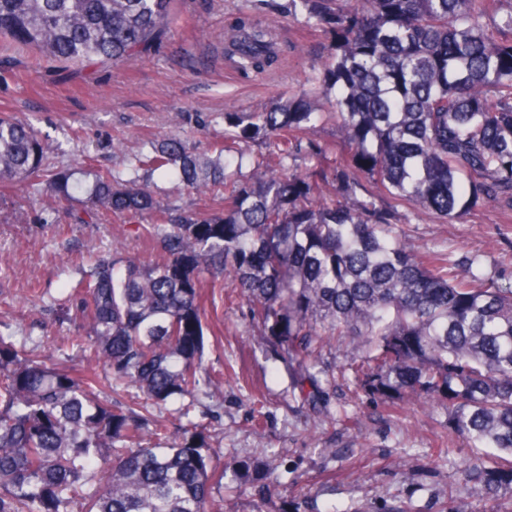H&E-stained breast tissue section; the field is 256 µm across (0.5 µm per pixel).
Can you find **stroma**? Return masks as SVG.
Instances as JSON below:
<instances>
[{"mask_svg":"<svg viewBox=\"0 0 512 512\" xmlns=\"http://www.w3.org/2000/svg\"><path fill=\"white\" fill-rule=\"evenodd\" d=\"M286 0H174V22L141 60L58 63L30 48L0 40V113L30 124L55 166L82 176L85 169L127 171L129 155L149 151L168 136L214 154L224 144V114L255 112L304 89L309 67L302 47L329 45L322 30L302 27L281 6ZM276 20L283 59L258 78L240 76L216 40L242 11ZM126 155L112 152L114 142ZM160 208L119 216L72 200H58L48 182L0 183V324L41 356L65 354L84 368L83 353L63 347L62 314L73 286L88 278L97 255L123 244L121 258L149 263L154 244L142 232L160 209H219L223 191L190 194L181 184L153 176ZM416 245L460 257L484 256L483 273L512 285V226L484 206L440 223L404 201L385 195ZM210 328L203 362L223 376L219 388L202 390L193 411L206 426V455L226 468L212 496L223 512H449L464 483L445 450L501 466L486 448L449 437L448 414L408 405L404 391L354 400V385L340 371L350 355L327 344L320 368L336 372L330 407L335 422L304 402L292 387L294 367L273 351L233 289L219 288L206 307ZM280 475L267 486L268 472Z\"/></svg>","mask_w":512,"mask_h":512,"instance_id":"stroma-1","label":"stroma"}]
</instances>
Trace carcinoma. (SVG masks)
I'll use <instances>...</instances> for the list:
<instances>
[{"label": "carcinoma", "mask_w": 512, "mask_h": 512, "mask_svg": "<svg viewBox=\"0 0 512 512\" xmlns=\"http://www.w3.org/2000/svg\"><path fill=\"white\" fill-rule=\"evenodd\" d=\"M173 0H0L8 37L65 63L133 62L173 22ZM283 11L332 38L313 50L312 92L261 112L224 113L214 157L164 138L134 159L135 175L95 173L91 189L56 171L37 131L0 115V182L48 180L58 195L138 214L158 206L137 171L174 178L220 212L172 210L143 227L154 260L98 261L66 322L68 337L112 379L47 362L0 331V512H222L211 496L226 470L202 454L190 409H151L213 384L201 364L212 288H235L288 362L316 365L342 342L366 395L405 389L448 410L449 430L508 465L464 464L468 481L512 484V287L463 260L407 243L369 181L446 223L494 205L512 224V0H286ZM276 26L246 15L225 51L259 77L276 64ZM331 117L348 149L325 168L288 164L302 134ZM241 142H258L239 183ZM318 403L334 385L296 380Z\"/></svg>", "instance_id": "1"}]
</instances>
